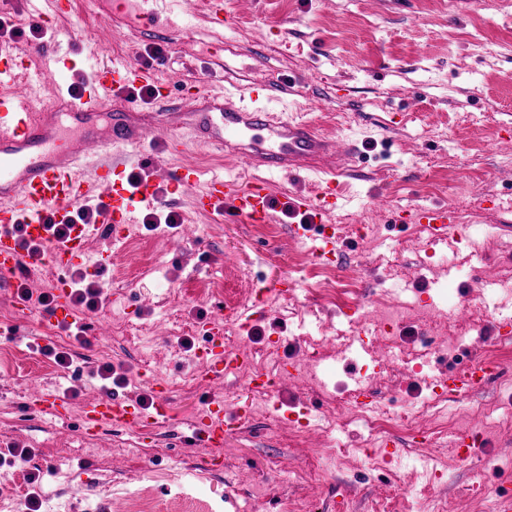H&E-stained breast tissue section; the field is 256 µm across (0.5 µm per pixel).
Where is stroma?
<instances>
[{
	"label": "stroma",
	"instance_id": "1",
	"mask_svg": "<svg viewBox=\"0 0 512 512\" xmlns=\"http://www.w3.org/2000/svg\"><path fill=\"white\" fill-rule=\"evenodd\" d=\"M74 2L65 16L49 0L12 5L17 27L39 22L45 30L40 39L12 38L13 46L41 44L74 64L43 77L45 101L68 95L112 58L157 71L168 83L166 100L133 102L139 112L184 108L187 83L203 93L259 83L322 132L356 140L366 158L339 176L345 193L329 221L342 226L343 240L333 262L317 261L309 245L290 237L279 205L314 187L281 176L271 180L278 208L270 223L198 212L187 191L161 205L179 214L177 229L136 223L115 251L109 238L94 240L92 251L113 256L101 308L75 313L92 325L83 339L47 326L36 302L19 318L17 278L0 282V453L31 452L0 466V512H18L31 474L44 486L43 512H288L301 504L310 512H370L383 497L389 512H407L398 488L416 479L418 439L392 437L398 457L365 470L361 451L380 450V443L358 423L327 430V404L299 376L277 383L276 396L285 408L314 403L307 439L258 406L222 446L185 444L212 397L230 408L251 400L242 375L199 380L195 350L205 343V323L223 314L227 349L276 352L267 368L275 376L282 362L303 366L304 336L335 335L355 309L371 317L377 297L395 292L427 305L449 286L465 302L479 280L512 275V0H224L220 28L199 0H181L172 20L149 28L105 18L88 0ZM154 46L163 58L148 57ZM182 162L204 178L259 177L203 146ZM436 205L452 207L468 239L484 245L483 265L468 261L465 242L453 251L431 249L421 225L385 221L391 210ZM285 279L295 288L288 307L271 292ZM119 320L127 335L115 334ZM470 323L457 321L466 333L462 347L430 355L421 375L402 382H394L381 342L343 362L328 355L317 375L329 389L359 388L385 410H404L428 395L430 377L445 368L492 359L512 365V349L498 348L491 318L477 330ZM252 327L263 332L261 341L251 339ZM33 334L70 349L82 377L36 353ZM104 363L125 376L121 393L133 401L154 397L151 382L161 381L168 421L141 433L107 425L89 437L78 414L59 422L27 412V394L41 386L63 388L80 405L97 388L90 370ZM331 441L358 456L317 481L286 478L288 470H308L313 449ZM506 454L512 430L489 440L473 461H450L433 488L447 512H479L473 494L480 488L511 492L512 466L499 462Z\"/></svg>",
	"mask_w": 512,
	"mask_h": 512
}]
</instances>
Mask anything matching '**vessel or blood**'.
<instances>
[{"instance_id":"vessel-or-blood-1","label":"vessel or blood","mask_w":512,"mask_h":512,"mask_svg":"<svg viewBox=\"0 0 512 512\" xmlns=\"http://www.w3.org/2000/svg\"><path fill=\"white\" fill-rule=\"evenodd\" d=\"M106 2L109 13L131 18L143 28L159 18L156 0ZM43 56L36 46L20 55L0 45V273L14 271L20 259L15 225H23L28 239L43 241L48 213L64 222L73 206L91 202L98 209L94 223L73 225L68 239L51 245L55 302L45 315L48 322H71L70 275L75 267L88 264L89 240L105 229L113 240H122L134 223V205L126 189L127 167L130 162H142L140 150L146 146L157 144L168 155L180 156L191 142L199 141L263 171V179L246 184L221 175L201 184L190 167L178 168L168 178L170 187L179 192L200 184L194 196L196 210L207 213L220 204L231 216L253 222L272 219L269 176L323 174L318 197L298 192L289 198V207L306 218L305 223L292 225L290 235L310 240L318 259L327 260L338 253L342 235L338 226H327L326 221L340 191L335 176L355 165L357 145L284 117L274 110L265 88L255 85L245 88L238 102H230L223 94L198 95L185 111L164 112L157 118L123 109L113 113L110 129L102 136L93 129L101 105L111 101L116 89L142 83L144 71L125 61L100 65L80 95L60 97L38 108L18 101L12 84L25 61ZM390 220L429 224L436 241L461 229L455 211L447 206L394 212ZM223 341L222 322H211L207 348L196 356L195 365L212 380L223 378L245 361L242 354L222 352ZM490 376L488 365L478 361L466 370L449 371L448 388L466 395ZM25 406L57 420L67 419L71 413L69 399L51 389L33 390ZM247 413L246 407L228 411L223 401H212L192 426L190 439L198 445H222L225 435L246 420ZM166 417L167 404L160 395L150 413L119 396L91 393L81 403L83 432L89 436L96 435L104 424L139 432ZM483 444V439L467 432L457 433L452 440L464 461L475 457Z\"/></svg>"}]
</instances>
